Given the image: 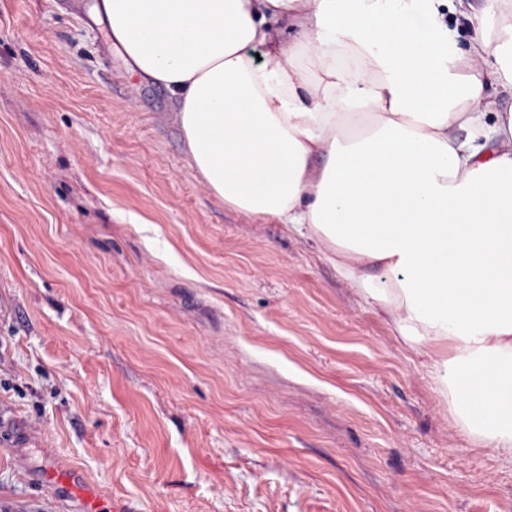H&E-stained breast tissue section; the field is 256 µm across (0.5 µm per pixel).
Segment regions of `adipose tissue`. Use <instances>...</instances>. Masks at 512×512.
Returning <instances> with one entry per match:
<instances>
[{"instance_id": "ef3b65f1", "label": "adipose tissue", "mask_w": 512, "mask_h": 512, "mask_svg": "<svg viewBox=\"0 0 512 512\" xmlns=\"http://www.w3.org/2000/svg\"><path fill=\"white\" fill-rule=\"evenodd\" d=\"M503 2L477 14L468 0H95L92 12L128 71L170 95L211 191L332 252L462 429L512 463V111L485 92L512 87ZM447 11L473 29L467 46L449 42Z\"/></svg>"}]
</instances>
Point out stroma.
Returning <instances> with one entry per match:
<instances>
[{"label": "stroma", "mask_w": 512, "mask_h": 512, "mask_svg": "<svg viewBox=\"0 0 512 512\" xmlns=\"http://www.w3.org/2000/svg\"><path fill=\"white\" fill-rule=\"evenodd\" d=\"M91 0H0V512H512L328 253L191 168ZM56 483L58 487H61V492L64 495L69 496L72 493H78L82 497L81 500L84 506L82 512H112V508L114 512H124L114 506L107 505L96 494L79 487L76 484L75 477L63 478Z\"/></svg>", "instance_id": "35a3bbf8"}]
</instances>
